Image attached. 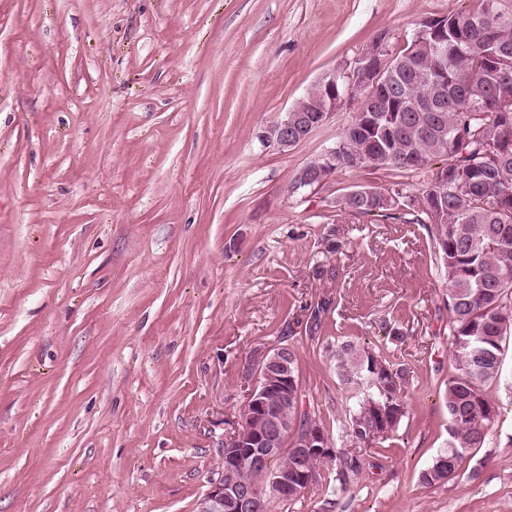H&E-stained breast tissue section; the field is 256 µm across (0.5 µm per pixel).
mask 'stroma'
<instances>
[{"mask_svg":"<svg viewBox=\"0 0 512 512\" xmlns=\"http://www.w3.org/2000/svg\"><path fill=\"white\" fill-rule=\"evenodd\" d=\"M473 0H0V512H198L271 349L361 469L288 512H512V348L500 416L455 479L447 284L421 224L339 207L396 172L339 169L345 101L287 151L260 130L379 33ZM402 332L399 341L383 327ZM352 341L402 374L406 414L367 446L341 424ZM336 506H329V499Z\"/></svg>","mask_w":512,"mask_h":512,"instance_id":"35a3bbf8","label":"stroma"}]
</instances>
